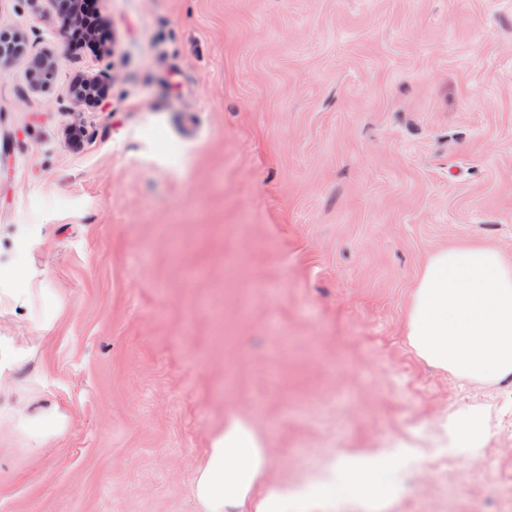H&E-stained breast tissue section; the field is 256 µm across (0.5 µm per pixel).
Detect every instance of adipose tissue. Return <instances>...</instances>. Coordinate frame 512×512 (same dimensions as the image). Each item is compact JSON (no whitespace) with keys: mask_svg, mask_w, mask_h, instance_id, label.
I'll return each instance as SVG.
<instances>
[{"mask_svg":"<svg viewBox=\"0 0 512 512\" xmlns=\"http://www.w3.org/2000/svg\"><path fill=\"white\" fill-rule=\"evenodd\" d=\"M406 336L429 365L472 381L512 379V260L489 246L440 249L428 259L413 290ZM448 447L477 450L485 443L479 411L444 428ZM398 455L379 448L341 451L329 480L300 487L266 479V448L237 416L213 438L194 487L200 512H390L404 492L393 475L416 458L414 444L397 441Z\"/></svg>","mask_w":512,"mask_h":512,"instance_id":"1","label":"adipose tissue"}]
</instances>
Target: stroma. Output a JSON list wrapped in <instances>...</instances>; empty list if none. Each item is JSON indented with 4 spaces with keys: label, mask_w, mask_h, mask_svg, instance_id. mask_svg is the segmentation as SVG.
Segmentation results:
<instances>
[{
    "label": "stroma",
    "mask_w": 512,
    "mask_h": 512,
    "mask_svg": "<svg viewBox=\"0 0 512 512\" xmlns=\"http://www.w3.org/2000/svg\"><path fill=\"white\" fill-rule=\"evenodd\" d=\"M79 49L54 0H0V33L54 54L0 68V338L31 345L0 409V512H198L234 413L267 477L344 448H425L392 512H512V386L428 366L406 336L441 248L512 258V0H98ZM103 75L101 105L75 76ZM83 130L79 147L66 138ZM57 298L43 306L41 289ZM479 409L465 462L437 420ZM30 64L28 76L31 89L37 92L47 90L57 71L56 58L49 52H37L31 48ZM14 416L18 418L19 423L27 428L33 436L43 440L55 436L66 425V417L55 410L30 416L25 413V407H20L15 411Z\"/></svg>",
    "instance_id": "obj_1"
}]
</instances>
